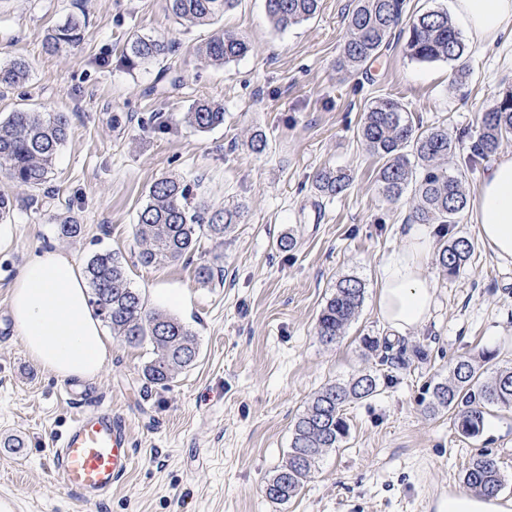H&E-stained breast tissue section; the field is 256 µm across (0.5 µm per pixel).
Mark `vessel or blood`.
Segmentation results:
<instances>
[{"label": "vessel or blood", "instance_id": "vessel-or-blood-1", "mask_svg": "<svg viewBox=\"0 0 512 512\" xmlns=\"http://www.w3.org/2000/svg\"><path fill=\"white\" fill-rule=\"evenodd\" d=\"M135 458L127 422L111 405H78L66 431L51 450V466L63 487L98 503L112 494Z\"/></svg>", "mask_w": 512, "mask_h": 512}]
</instances>
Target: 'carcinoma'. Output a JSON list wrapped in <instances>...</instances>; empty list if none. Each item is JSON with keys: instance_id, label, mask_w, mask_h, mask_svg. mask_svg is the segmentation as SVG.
<instances>
[{"instance_id": "cac0c4a2", "label": "carcinoma", "mask_w": 512, "mask_h": 512, "mask_svg": "<svg viewBox=\"0 0 512 512\" xmlns=\"http://www.w3.org/2000/svg\"><path fill=\"white\" fill-rule=\"evenodd\" d=\"M173 14L191 24H212L232 10L237 0H170ZM347 14V37L341 65L361 68L389 47L392 30L401 21L406 0H353ZM320 0H265V10L273 26L286 30L318 11ZM81 21L70 17L48 33L43 49L56 54L77 43ZM169 51L168 45L151 36L137 35L129 43L126 58L148 63ZM247 40L230 31H221L200 47L215 64H227L246 55ZM407 55L416 61H444L451 65L453 80L469 74L468 51L460 33L444 10H427L409 19L405 43ZM29 77L24 60L0 66V84L17 85ZM184 119L200 132L224 124V106L214 101L195 104ZM65 112H12L0 120V167L19 184L39 189L48 182L53 160L69 132ZM359 135L362 144L382 164L376 181L383 197L398 201L414 186L416 203L411 218L416 224L459 223L467 205L462 187V171L451 173L441 166L457 148L448 127H423L399 99L382 97L373 101L364 115ZM512 136V89L499 94L492 107L481 116L473 156L487 158L501 142ZM313 185L328 199L346 192L350 175L343 170L323 169ZM244 212L237 205L212 210L196 200L190 184L175 176L155 180L134 224L135 238L142 245L139 260L144 266H160L195 253L200 236L222 240L232 232ZM474 244L465 236L439 241L438 263L448 274L457 273L471 258ZM86 273L97 310L112 328V336L129 346L148 344L154 358L142 374L153 385L167 386L176 371L195 364L198 347L195 335L176 317L148 309L141 295L131 287L119 257L110 252L94 255ZM365 284L356 276L337 281L334 292L320 311L315 331L319 341L331 345L343 336L363 303ZM494 354L484 352L480 360L460 359L448 380L435 384L426 411L455 413L454 426L463 438H475L484 427L492 406H512V367L497 369L489 381L482 380L483 365ZM378 377L365 373L346 384L331 383L316 391L305 411L292 425L291 445L284 463L266 483L267 497L278 503L297 497L311 478L316 463L329 448L349 435L344 407L353 401L378 394ZM465 486L483 496L499 493L505 476L499 460L489 452L474 454L463 470Z\"/></svg>"}]
</instances>
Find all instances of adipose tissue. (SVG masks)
Here are the masks:
<instances>
[{
  "mask_svg": "<svg viewBox=\"0 0 512 512\" xmlns=\"http://www.w3.org/2000/svg\"><path fill=\"white\" fill-rule=\"evenodd\" d=\"M453 11L474 49L512 36V0H454ZM469 215L490 252L512 262V154L488 168ZM436 230L433 224L409 225L405 246L381 266L377 308L390 336L404 335L430 316L435 292L426 261ZM9 307L30 358L58 379L96 378L110 361V339L89 303L81 270L67 254H33L17 271ZM435 512H512V499L451 491L436 501Z\"/></svg>",
  "mask_w": 512,
  "mask_h": 512,
  "instance_id": "obj_1",
  "label": "adipose tissue"
}]
</instances>
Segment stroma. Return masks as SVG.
Returning a JSON list of instances; mask_svg holds the SVG:
<instances>
[{
  "mask_svg": "<svg viewBox=\"0 0 512 512\" xmlns=\"http://www.w3.org/2000/svg\"><path fill=\"white\" fill-rule=\"evenodd\" d=\"M352 0H321L317 13L276 30L264 0H238L216 26H188L170 0H0V66H30L27 82L0 87V117L26 110L65 112L68 137L42 189L17 185L0 170V194L14 201L0 222V499L15 512H434L433 499L462 489V469L481 450L495 455L512 498V408L495 407L482 433L465 439L454 416L425 411L429 389L447 379L459 358L496 352L512 366V263L483 245L455 275L436 259L430 318L394 340L401 359L381 363L366 336L386 338L377 312L378 270L403 243L411 196L386 201L376 182L379 161L358 131L378 98L404 102L423 125L442 124L460 137L450 169H465L474 194L490 159L468 166L480 114L512 87V38L469 53L470 74L452 81L443 61L405 54L407 22L371 65L340 67L345 17ZM84 23L80 43L49 55L42 42L68 17ZM243 35L249 52L225 66L198 52L217 29ZM169 44L160 62L134 65L122 49L132 34ZM224 106V124L200 132L184 119L193 103ZM162 113V128L148 118ZM268 147L250 151L255 131ZM350 172L347 192L329 200L312 184L317 170ZM166 175L191 184L211 209L239 202L241 224L223 241L202 237L191 257L160 267L139 263L133 235L150 185ZM82 224L75 238L56 222ZM294 251L276 243L285 234ZM61 251L79 266L115 253L149 309L180 319L195 334L199 357L168 387L146 383L150 346L113 343L97 378L68 384L27 355L10 315L9 290L32 253ZM209 263L215 277L198 283ZM365 284L356 320L331 346L315 334L317 316L337 280ZM371 372L379 392L348 405L350 433L320 458L300 494L284 504L265 496L281 464L295 419L323 385ZM111 403L130 428L132 470L101 504L64 490L49 466L56 434L74 406L66 391Z\"/></svg>",
  "mask_w": 512,
  "mask_h": 512,
  "instance_id": "stroma-1",
  "label": "stroma"
}]
</instances>
